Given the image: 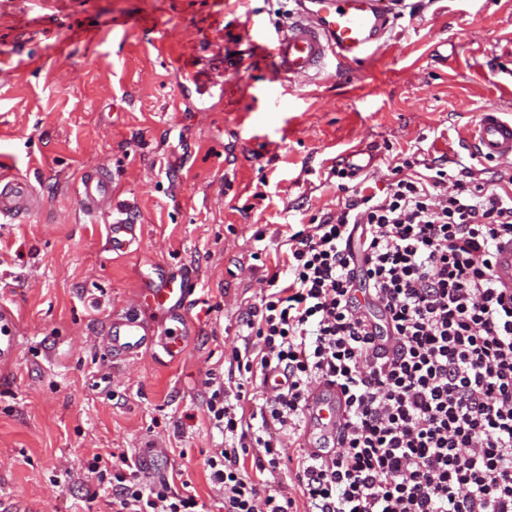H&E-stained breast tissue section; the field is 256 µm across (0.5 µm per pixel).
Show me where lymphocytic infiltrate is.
Instances as JSON below:
<instances>
[{"instance_id":"f902f5d3","label":"lymphocytic infiltrate","mask_w":512,"mask_h":512,"mask_svg":"<svg viewBox=\"0 0 512 512\" xmlns=\"http://www.w3.org/2000/svg\"><path fill=\"white\" fill-rule=\"evenodd\" d=\"M384 192L360 187L284 239L269 288L241 313L206 413L224 446L204 467L224 512H294L261 490L283 463L311 386L346 397L340 448L296 455L311 512H512V296L493 273L512 241V174L406 156ZM263 402L249 410L248 387ZM112 512H194L195 494L144 481L118 454L91 463Z\"/></svg>"}]
</instances>
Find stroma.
<instances>
[{
    "label": "stroma",
    "instance_id": "obj_1",
    "mask_svg": "<svg viewBox=\"0 0 512 512\" xmlns=\"http://www.w3.org/2000/svg\"><path fill=\"white\" fill-rule=\"evenodd\" d=\"M420 4L411 13L412 4ZM294 0H0V56L25 36L31 68L0 76V173L30 179L40 208L0 223V304L18 321L0 367V512H109L94 455L151 449L156 479L190 484L199 512H224L203 461L222 434L205 410L224 378L241 308L257 302L285 225L336 211L363 163L383 188L397 153L472 159L482 109L512 117V0H404L387 45L364 61L278 79L270 50ZM67 21L43 39L50 17ZM206 77L202 97L182 71ZM104 169L142 236L116 254L104 216L78 205ZM193 271L185 347L112 359L101 332L141 306L158 266Z\"/></svg>",
    "mask_w": 512,
    "mask_h": 512
}]
</instances>
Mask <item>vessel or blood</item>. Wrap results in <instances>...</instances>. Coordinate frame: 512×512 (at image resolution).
I'll list each match as a JSON object with an SVG mask.
<instances>
[{
	"mask_svg": "<svg viewBox=\"0 0 512 512\" xmlns=\"http://www.w3.org/2000/svg\"><path fill=\"white\" fill-rule=\"evenodd\" d=\"M297 18L278 32L272 49L277 71L298 79L320 70L327 56L360 62L378 46L393 25L390 0H295ZM471 152L486 161L512 155V119L496 106H487L469 141ZM91 214L109 217L106 244L113 252L127 251L137 243L136 227L112 203V178L104 171L84 176L77 195ZM39 205L32 183L24 178L0 176V222L9 224L27 216ZM494 274L499 287L512 291V242L501 244L495 254ZM159 283L142 289L143 306L163 312L171 323L172 347H180L185 333L186 305L197 287L189 271L169 267L157 270ZM113 358L139 355L155 341L145 323L133 315H115L103 330ZM15 352V317L0 305V364L10 363ZM345 399L328 382L314 385L306 398L301 441L316 458L329 457L343 434Z\"/></svg>",
	"mask_w": 512,
	"mask_h": 512,
	"instance_id": "vessel-or-blood-1",
	"label": "vessel or blood"
}]
</instances>
